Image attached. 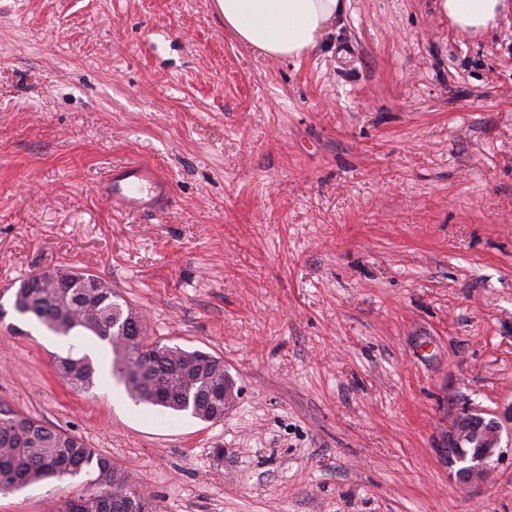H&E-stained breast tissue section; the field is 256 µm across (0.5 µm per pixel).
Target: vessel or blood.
<instances>
[{
    "mask_svg": "<svg viewBox=\"0 0 512 512\" xmlns=\"http://www.w3.org/2000/svg\"><path fill=\"white\" fill-rule=\"evenodd\" d=\"M96 190L113 211L153 218L166 214L173 199L170 179L157 165L137 157L108 167Z\"/></svg>",
    "mask_w": 512,
    "mask_h": 512,
    "instance_id": "obj_1",
    "label": "vessel or blood"
}]
</instances>
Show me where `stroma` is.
<instances>
[{"instance_id":"1","label":"stroma","mask_w":512,"mask_h":512,"mask_svg":"<svg viewBox=\"0 0 512 512\" xmlns=\"http://www.w3.org/2000/svg\"><path fill=\"white\" fill-rule=\"evenodd\" d=\"M130 156L171 179L165 217L98 196ZM66 267L149 339L223 358V420L62 382L55 357L98 342L11 307ZM0 306V401L161 512H512L511 461L464 488L436 452L461 408L512 404V17L474 37L436 0H346L325 45L277 59L212 0H0Z\"/></svg>"}]
</instances>
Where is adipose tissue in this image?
Here are the masks:
<instances>
[{"label":"adipose tissue","instance_id":"obj_1","mask_svg":"<svg viewBox=\"0 0 512 512\" xmlns=\"http://www.w3.org/2000/svg\"><path fill=\"white\" fill-rule=\"evenodd\" d=\"M224 26L272 58L298 57L322 46L344 11V0H218ZM459 30L480 35L496 28L507 0H438Z\"/></svg>","mask_w":512,"mask_h":512}]
</instances>
